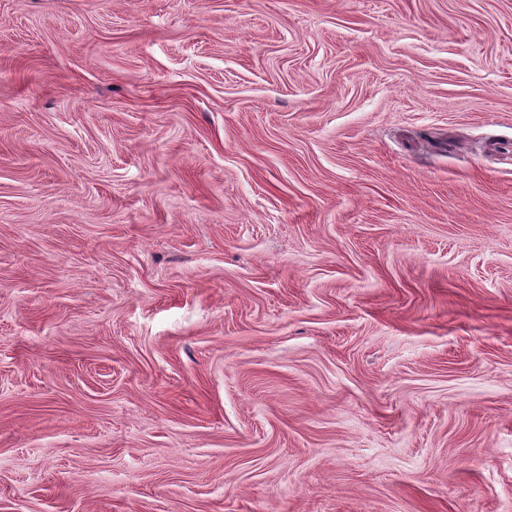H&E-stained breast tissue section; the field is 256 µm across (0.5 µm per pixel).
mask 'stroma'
Returning a JSON list of instances; mask_svg holds the SVG:
<instances>
[{"mask_svg": "<svg viewBox=\"0 0 512 512\" xmlns=\"http://www.w3.org/2000/svg\"><path fill=\"white\" fill-rule=\"evenodd\" d=\"M0 512H512V0H0Z\"/></svg>", "mask_w": 512, "mask_h": 512, "instance_id": "1", "label": "stroma"}]
</instances>
